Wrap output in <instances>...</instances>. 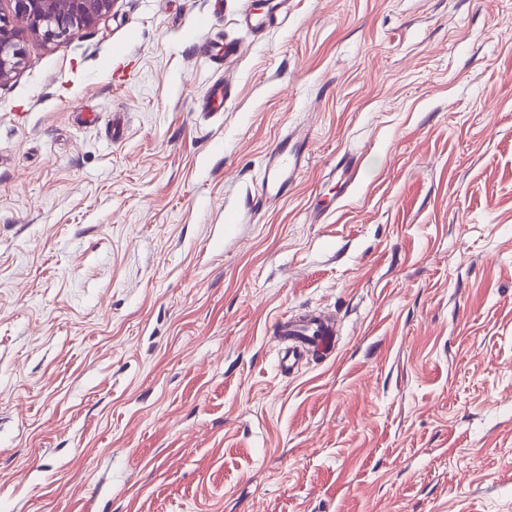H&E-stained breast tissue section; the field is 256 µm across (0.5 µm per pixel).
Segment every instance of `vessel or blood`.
Segmentation results:
<instances>
[{"label": "vessel or blood", "mask_w": 512, "mask_h": 512, "mask_svg": "<svg viewBox=\"0 0 512 512\" xmlns=\"http://www.w3.org/2000/svg\"><path fill=\"white\" fill-rule=\"evenodd\" d=\"M307 144L304 131L292 130L267 153L264 175L257 186V198L262 204L276 202L295 182L307 159ZM276 333L284 345L279 367L290 372L308 355L333 353L338 329L334 321L315 313L281 317L276 322Z\"/></svg>", "instance_id": "b4317fda"}]
</instances>
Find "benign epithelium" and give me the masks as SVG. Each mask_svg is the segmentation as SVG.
<instances>
[{
    "label": "benign epithelium",
    "mask_w": 512,
    "mask_h": 512,
    "mask_svg": "<svg viewBox=\"0 0 512 512\" xmlns=\"http://www.w3.org/2000/svg\"><path fill=\"white\" fill-rule=\"evenodd\" d=\"M11 15L0 12V85L9 81L24 60L31 38L54 41L93 26L116 0H7Z\"/></svg>",
    "instance_id": "benign-epithelium-1"
}]
</instances>
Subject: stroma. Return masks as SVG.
I'll return each mask as SVG.
<instances>
[{
    "instance_id": "obj_1",
    "label": "stroma",
    "mask_w": 512,
    "mask_h": 512,
    "mask_svg": "<svg viewBox=\"0 0 512 512\" xmlns=\"http://www.w3.org/2000/svg\"><path fill=\"white\" fill-rule=\"evenodd\" d=\"M258 7L116 0L0 85V512H512V0ZM308 142L307 133L290 130L267 153L264 175L257 185V198L262 205L276 202L295 182L307 159ZM276 333L284 344L279 367L282 372H291L310 354H332L338 329L334 321L315 313L281 317L276 322Z\"/></svg>"
}]
</instances>
